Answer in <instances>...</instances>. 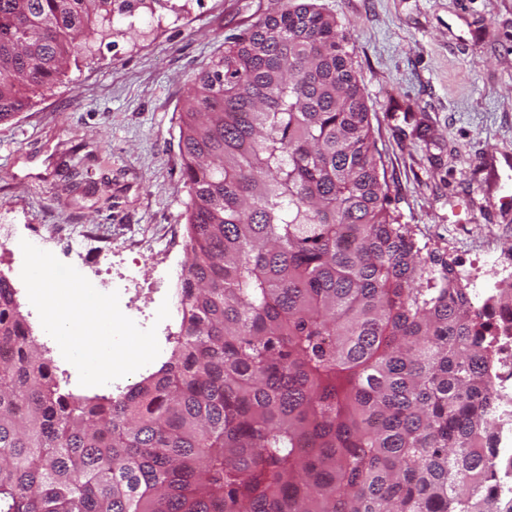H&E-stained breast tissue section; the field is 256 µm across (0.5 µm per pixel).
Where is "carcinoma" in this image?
<instances>
[{"label": "carcinoma", "instance_id": "carcinoma-1", "mask_svg": "<svg viewBox=\"0 0 512 512\" xmlns=\"http://www.w3.org/2000/svg\"><path fill=\"white\" fill-rule=\"evenodd\" d=\"M118 1L0 0V121ZM272 2L181 113L169 359L76 396L0 277V512H512L491 448L501 325L390 214L335 17ZM179 324V320L176 317L174 318L171 313L170 317L166 321V324L157 330V334L159 335L157 336V339L161 349L159 356L150 364L140 368L137 372L123 377L122 379L124 387L140 382L150 373L157 371L160 366L168 360L174 343H168L165 339V336H175L179 332Z\"/></svg>", "mask_w": 512, "mask_h": 512}]
</instances>
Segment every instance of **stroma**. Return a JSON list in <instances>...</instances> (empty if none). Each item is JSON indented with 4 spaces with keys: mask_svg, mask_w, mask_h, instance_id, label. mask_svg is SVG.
<instances>
[{
    "mask_svg": "<svg viewBox=\"0 0 512 512\" xmlns=\"http://www.w3.org/2000/svg\"><path fill=\"white\" fill-rule=\"evenodd\" d=\"M354 47L371 109L388 208L419 243L474 269L512 255V0H315ZM272 0H139L112 33L32 106L0 122V246L11 276L25 237L71 263L81 240L93 269L138 266L176 299L188 260L180 116L192 81ZM496 166L500 186L486 179Z\"/></svg>",
    "mask_w": 512,
    "mask_h": 512,
    "instance_id": "1",
    "label": "stroma"
}]
</instances>
